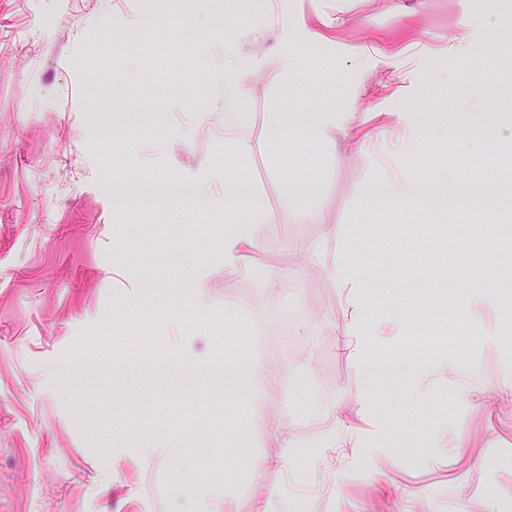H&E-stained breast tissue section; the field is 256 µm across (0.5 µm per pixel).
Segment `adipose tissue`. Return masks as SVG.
Masks as SVG:
<instances>
[{
  "instance_id": "1",
  "label": "adipose tissue",
  "mask_w": 512,
  "mask_h": 512,
  "mask_svg": "<svg viewBox=\"0 0 512 512\" xmlns=\"http://www.w3.org/2000/svg\"><path fill=\"white\" fill-rule=\"evenodd\" d=\"M314 134L322 144L336 151L344 141L355 137V124L350 113L336 111L330 106L320 113ZM277 219V211L255 199L245 207L226 210L219 253L225 272L236 271L251 262L262 247L266 226ZM297 252L320 260L329 279L344 293L348 316L356 333L347 356L355 365L365 367L368 354L383 349L387 337L405 335L408 316L387 314L374 306L364 273L351 256L343 226H327L318 240L299 246ZM448 369L455 372L457 385L465 395H472L483 385L476 363L461 364L456 357L442 351L411 368L410 373L417 383L413 400L419 402L425 398V380L429 375ZM236 382L240 401L255 418H264L267 410L265 392L271 384L269 377L257 372L253 365L244 363L237 367Z\"/></svg>"
}]
</instances>
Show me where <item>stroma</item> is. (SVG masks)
I'll use <instances>...</instances> for the list:
<instances>
[{
	"label": "stroma",
	"instance_id": "stroma-1",
	"mask_svg": "<svg viewBox=\"0 0 512 512\" xmlns=\"http://www.w3.org/2000/svg\"><path fill=\"white\" fill-rule=\"evenodd\" d=\"M395 2L282 0L271 26L260 0H0V512H512V397L493 388L512 348L448 333L475 290L496 298L488 323L512 320V267L488 264L512 259V210L474 212L459 191L481 170L490 195L512 200V159L499 155L512 134L500 123L512 115V7ZM322 18L336 20L333 39L307 53ZM237 27L255 30L241 49L266 70L229 99L217 36ZM286 53L297 74L282 88ZM330 104L361 131H407L414 153L348 141L333 160L311 135ZM228 110L253 115L247 157L225 151ZM270 111L286 123L278 144L263 137ZM395 169L424 180L427 205L379 204ZM241 177L280 219L256 262L228 274L212 253L224 183ZM117 179L187 196L147 207L114 197ZM304 181L305 221L281 206ZM330 224L345 226L373 301L412 319L365 373L342 353L339 289L293 256ZM198 281L205 318L192 309ZM228 296L243 307L230 320ZM443 349L477 358L493 410L467 403L448 372L413 403L411 380L380 368ZM148 352L257 361L275 378L266 421L287 416L302 444L323 449V478L275 443L253 446L258 426L233 378L148 381ZM103 358L124 359L125 372L95 374ZM367 389L391 427L380 450L363 441ZM328 406L360 441L326 447ZM443 429L446 452L433 442Z\"/></svg>",
	"mask_w": 512,
	"mask_h": 512
}]
</instances>
